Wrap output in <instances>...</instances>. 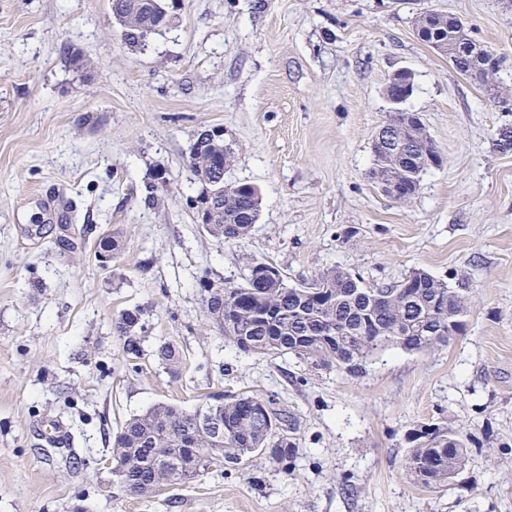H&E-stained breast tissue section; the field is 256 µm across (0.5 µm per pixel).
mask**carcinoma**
I'll return each mask as SVG.
<instances>
[{
    "instance_id": "1",
    "label": "carcinoma",
    "mask_w": 512,
    "mask_h": 512,
    "mask_svg": "<svg viewBox=\"0 0 512 512\" xmlns=\"http://www.w3.org/2000/svg\"><path fill=\"white\" fill-rule=\"evenodd\" d=\"M111 9L125 19L122 37L133 47L136 36L174 24V18L164 16L153 0H111ZM417 24L428 26L423 42L450 58L456 72L489 84L492 76L485 69L479 44L451 16L431 13ZM385 126L395 135L393 152L374 153L372 176L377 179L391 172L412 196L437 147L424 126L403 112L389 113ZM233 161V150L209 146L203 155L189 157L188 166L200 185L217 183V204L224 217L213 225L211 236L241 242L258 221L260 194L253 185L224 180ZM257 266V262L250 265L239 284L215 280L224 286V298L210 301V321L224 335V342L242 353L292 354L314 368L334 364L355 374L381 347L425 351L445 345L457 331L448 324V312L459 319L471 302V288L464 279L451 285L424 270H415L400 284L385 288H365L355 275L339 267L297 285L269 277L261 287L254 281ZM141 316L139 309L125 311L114 323L124 352L135 358L142 352ZM155 355L170 369L182 361L180 350L171 343L161 344ZM260 401L244 394L227 399L216 396L214 403L198 406L194 413L221 423L223 435L217 442L212 427L197 426L188 411L172 403H158L131 416L112 438L110 454L119 466L117 482L123 491L147 498L160 483L181 485L212 464L232 467L256 453L287 466L296 454L295 443L281 432L280 413L273 401H265L267 414H256ZM466 448L464 431L433 427L409 450L406 470L425 488L444 487L465 467Z\"/></svg>"
}]
</instances>
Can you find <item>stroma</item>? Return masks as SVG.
Segmentation results:
<instances>
[{
	"label": "stroma",
	"mask_w": 512,
	"mask_h": 512,
	"mask_svg": "<svg viewBox=\"0 0 512 512\" xmlns=\"http://www.w3.org/2000/svg\"><path fill=\"white\" fill-rule=\"evenodd\" d=\"M426 12L464 19L500 55L497 94L457 74L414 30ZM178 22L125 44L110 0H0V512H512V10L502 0H180ZM86 65L72 70L62 50ZM414 71L407 103L443 163L401 203L372 179L385 86ZM219 127L256 186L260 217L218 241L187 199L197 133ZM167 185L154 204L145 186ZM75 250L61 249L62 233ZM118 234L100 269L102 237ZM256 261L289 283L331 267L364 287L424 270L465 276L474 303L447 345L370 356L362 372L247 355L206 316L203 276L240 282ZM141 310L144 353L118 315ZM163 342L183 360L170 371ZM271 399L296 443L289 469L256 455L151 498L105 465L112 436L159 403ZM61 420L78 469L42 454ZM432 424L463 427L465 468L414 483L405 456ZM141 310L125 311L115 320L114 328L122 341V348L127 355L139 358L142 347L141 333L144 332V324L141 323Z\"/></svg>",
	"instance_id": "1"
}]
</instances>
